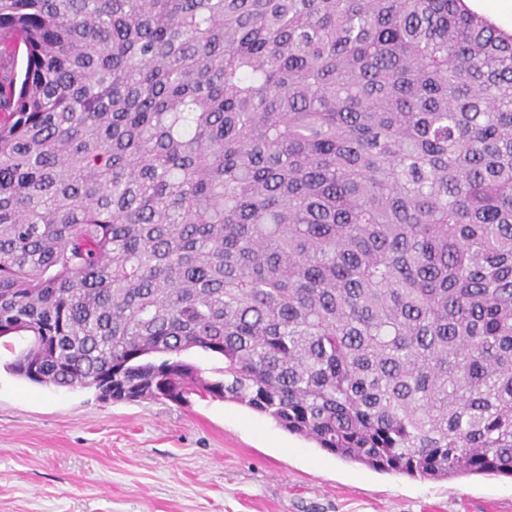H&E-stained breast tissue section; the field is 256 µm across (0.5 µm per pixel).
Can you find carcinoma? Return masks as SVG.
Instances as JSON below:
<instances>
[{"label":"carcinoma","instance_id":"obj_1","mask_svg":"<svg viewBox=\"0 0 512 512\" xmlns=\"http://www.w3.org/2000/svg\"><path fill=\"white\" fill-rule=\"evenodd\" d=\"M13 335L33 383L512 478V35L463 0H0Z\"/></svg>","mask_w":512,"mask_h":512}]
</instances>
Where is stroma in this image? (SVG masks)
<instances>
[{"label": "stroma", "mask_w": 512, "mask_h": 512, "mask_svg": "<svg viewBox=\"0 0 512 512\" xmlns=\"http://www.w3.org/2000/svg\"><path fill=\"white\" fill-rule=\"evenodd\" d=\"M0 344V512H512V479L342 460L231 402H112L31 383Z\"/></svg>", "instance_id": "1"}]
</instances>
